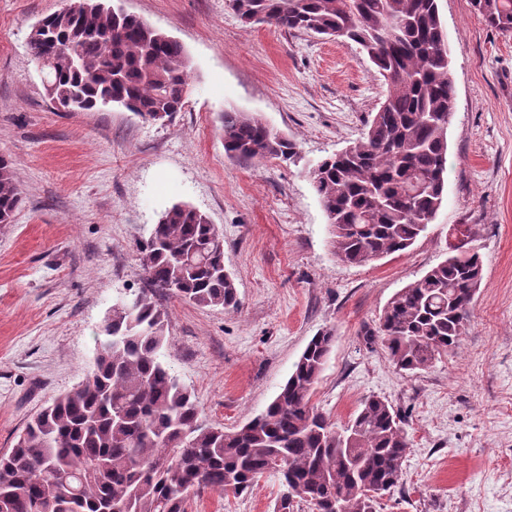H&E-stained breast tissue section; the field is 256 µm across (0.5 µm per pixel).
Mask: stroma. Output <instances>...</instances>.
<instances>
[{
  "mask_svg": "<svg viewBox=\"0 0 512 512\" xmlns=\"http://www.w3.org/2000/svg\"><path fill=\"white\" fill-rule=\"evenodd\" d=\"M113 2L187 51L191 88L170 122L117 106L56 111L29 37L67 0H0V155L22 195L0 230V453L85 380L113 303L149 286L138 240L186 203L223 233L239 298L227 310L153 297L167 314L165 359L203 420L230 431L260 414L329 331L314 407L340 428L383 398L409 439L378 512H512V32L488 28L470 0H438L456 88L444 201L409 249L351 266L307 170L359 140L383 99L358 46L246 24L229 0ZM229 108L294 140L297 162L227 156ZM455 224L471 228L482 283L458 346L407 375L366 337L397 291L447 257ZM282 492L265 474L247 495L205 491L186 509L277 512Z\"/></svg>",
  "mask_w": 512,
  "mask_h": 512,
  "instance_id": "35a3bbf8",
  "label": "stroma"
}]
</instances>
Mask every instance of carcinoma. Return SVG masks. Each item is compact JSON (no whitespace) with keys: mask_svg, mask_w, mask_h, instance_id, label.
Here are the masks:
<instances>
[{"mask_svg":"<svg viewBox=\"0 0 512 512\" xmlns=\"http://www.w3.org/2000/svg\"><path fill=\"white\" fill-rule=\"evenodd\" d=\"M249 24L353 42L375 65L384 100L364 137L308 170L337 258L363 265L408 249L437 213L448 176V115L456 90L437 0H229ZM486 25L512 31V0H471ZM48 61L46 95L70 112L109 100L152 122L182 111L184 46L103 0L43 19L30 43ZM224 150L244 159L293 160L297 144L256 115L226 109ZM20 189L0 157V229L13 223ZM151 291L197 306L235 307L224 236L188 204H174L138 242ZM477 253H448L396 292L377 333L399 370L428 369L459 342L482 282ZM93 368L76 390L34 416L0 454V512H186L190 494L247 492L265 473L314 512H377L403 474L409 439L391 404L370 397L342 429L311 404L333 336H314L267 409L233 431L206 425L192 391L164 360L165 313L141 293L112 306Z\"/></svg>","mask_w":512,"mask_h":512,"instance_id":"obj_1","label":"carcinoma"}]
</instances>
